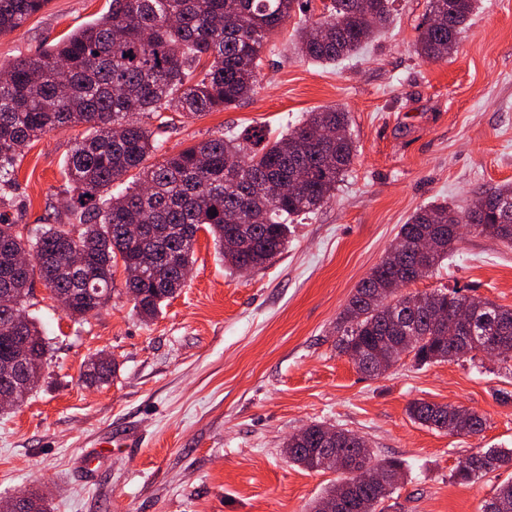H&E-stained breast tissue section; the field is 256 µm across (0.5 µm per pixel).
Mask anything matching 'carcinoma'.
<instances>
[{"instance_id":"1","label":"carcinoma","mask_w":512,"mask_h":512,"mask_svg":"<svg viewBox=\"0 0 512 512\" xmlns=\"http://www.w3.org/2000/svg\"><path fill=\"white\" fill-rule=\"evenodd\" d=\"M48 0H0V36L21 26ZM364 0H330L311 26L298 32V51L318 63L331 64L356 54L391 22L393 0H375L373 19L362 15ZM300 0H111L97 20L74 29L56 44L10 65L0 79V208L13 202L17 161L30 142L47 132L83 125L86 130L65 164L73 196L66 220L45 224L33 235L17 233L0 221V359L28 342L44 360L47 342L24 304L34 279L59 294L72 295L71 317L97 313L112 300L113 268L144 265V278L125 283L137 289L134 309L154 318L162 304L176 296L182 272L194 264V244L209 228L224 264L233 270L264 267L288 242L289 224L318 209L336 191L353 163L355 145L349 115L338 107L307 113L285 135L269 139L260 127L239 134L210 137L163 161L148 163L159 148L157 131L129 120L131 114L156 119L179 112L191 117L226 111L254 93L265 40L291 17ZM476 0H428L419 27L417 53L443 59L456 49L458 36ZM331 132L321 148L320 128ZM135 173L136 183L114 194L112 184ZM300 179L296 194H277L275 186ZM216 215H211V212ZM146 224L148 238L127 237L126 226ZM512 244V185L491 187L465 208L446 202L421 208L400 226L386 256L363 279L336 322V348L350 358L381 356L371 366L356 365L378 377L408 357L417 365L451 362L461 357L444 338L443 315L455 307L469 309L473 346L483 353L482 337L492 333L512 341V308L437 289L402 294L393 288L416 279L414 245L429 237L435 249L426 259L430 271L462 240L459 227ZM81 246L80 262L73 247ZM21 250L34 265L16 267ZM115 362L99 352L83 364L84 382L106 384ZM409 416L435 430L453 427L457 435L480 434L488 417L472 409L414 401ZM326 425L313 423L288 437V461L306 470H321L320 437ZM336 457H349L358 436L335 429ZM368 462L391 474L388 487L355 483L346 475L330 486L313 506L325 512H387L403 479V463L377 461L363 447ZM512 466V449L481 448L452 472L460 484L477 483ZM481 512H512V479L499 484L483 501Z\"/></svg>"}]
</instances>
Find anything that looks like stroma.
<instances>
[{"label":"stroma","instance_id":"obj_1","mask_svg":"<svg viewBox=\"0 0 512 512\" xmlns=\"http://www.w3.org/2000/svg\"><path fill=\"white\" fill-rule=\"evenodd\" d=\"M109 0H49L0 37V69L57 43L106 11ZM395 21L363 53L336 65L296 55L313 0L273 33L261 82L237 108L175 118L164 153L230 130L285 133L307 112L349 114L357 155L334 198L292 228L264 268L238 273L199 231L181 292L146 322L115 267L112 301L71 319L35 283L28 312L48 342L43 377L20 407L0 412V500L41 490L52 512H310L338 478L291 464L288 437L322 422L364 437L378 457L403 462L389 512H479L499 477L475 485L449 475L481 448H512V374L459 359L402 360L384 375L360 373L336 348L333 328L359 283L420 208L464 206L512 184V0H478L456 52L417 55L427 0H395ZM79 128L35 140L16 166L6 220L26 230L66 210L62 170ZM457 289L512 307V246L471 231L409 293ZM117 364L107 385L81 378L96 352ZM416 400L486 414L478 435L436 431L411 419ZM118 447H111V440Z\"/></svg>","mask_w":512,"mask_h":512}]
</instances>
